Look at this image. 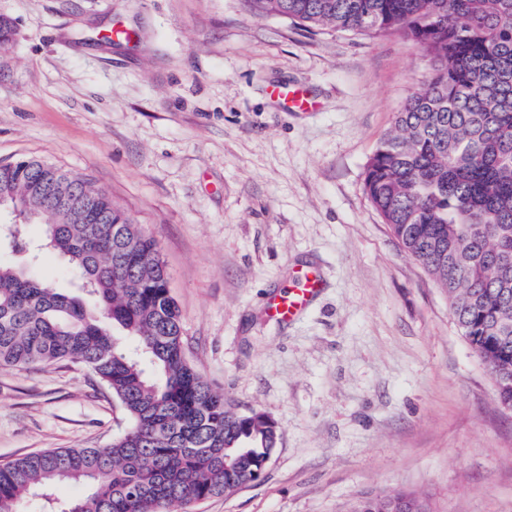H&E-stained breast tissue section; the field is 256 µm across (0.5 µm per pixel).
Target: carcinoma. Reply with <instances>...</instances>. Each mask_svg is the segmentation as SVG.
<instances>
[{"instance_id":"1","label":"carcinoma","mask_w":512,"mask_h":512,"mask_svg":"<svg viewBox=\"0 0 512 512\" xmlns=\"http://www.w3.org/2000/svg\"><path fill=\"white\" fill-rule=\"evenodd\" d=\"M256 17L309 28L401 32L431 71L396 112L366 166L365 193L403 250L446 290L455 326L512 412V0H245ZM15 223L0 242V369L79 362L123 405L127 429L103 448L38 450L0 464V512L59 481L85 496L57 512H180L261 478L278 431L235 412L187 359L157 241L89 179L47 162L0 164ZM61 257L80 294L29 275ZM428 512L388 492L352 512Z\"/></svg>"}]
</instances>
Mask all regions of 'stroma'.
I'll return each mask as SVG.
<instances>
[{
	"instance_id": "obj_1",
	"label": "stroma",
	"mask_w": 512,
	"mask_h": 512,
	"mask_svg": "<svg viewBox=\"0 0 512 512\" xmlns=\"http://www.w3.org/2000/svg\"><path fill=\"white\" fill-rule=\"evenodd\" d=\"M0 15L17 30L0 53V164L82 175L142 224L188 360L279 428L261 479L184 512H351L392 491L431 512H512V413L364 190L430 68L414 41L257 18L244 0H0ZM116 26L131 39L111 41ZM308 268L320 293L270 318L267 298ZM127 424L81 364L0 369V463L104 447Z\"/></svg>"
}]
</instances>
